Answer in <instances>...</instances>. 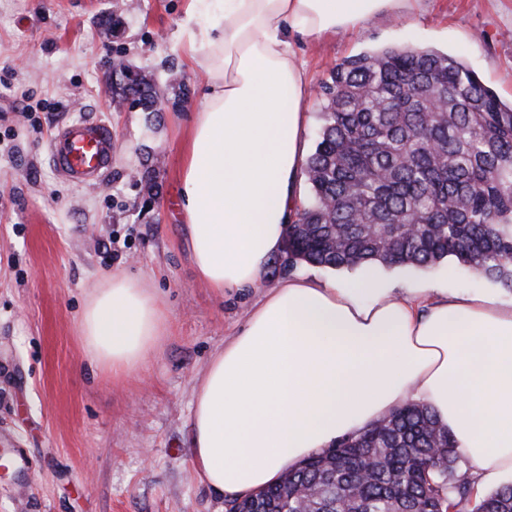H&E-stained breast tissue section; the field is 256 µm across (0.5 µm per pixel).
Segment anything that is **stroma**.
Here are the masks:
<instances>
[{
    "label": "stroma",
    "instance_id": "obj_1",
    "mask_svg": "<svg viewBox=\"0 0 512 512\" xmlns=\"http://www.w3.org/2000/svg\"><path fill=\"white\" fill-rule=\"evenodd\" d=\"M190 0H0V454L25 470L0 475V512H225L189 455L195 387L211 356L244 327L266 291L219 293L199 280L176 208L182 144L205 76L184 52ZM407 44L461 59L512 100V0H419L406 18L297 40L312 88L344 59ZM151 76L161 111L117 103L112 63ZM187 82V102L171 89ZM111 125L108 180L60 179L51 134L77 118ZM111 242L112 256L101 245ZM156 291L171 325L146 369L122 381L93 363L80 314L112 273ZM394 293L512 290L459 264L386 269Z\"/></svg>",
    "mask_w": 512,
    "mask_h": 512
}]
</instances>
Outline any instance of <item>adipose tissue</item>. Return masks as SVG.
<instances>
[{"instance_id":"adipose-tissue-1","label":"adipose tissue","mask_w":512,"mask_h":512,"mask_svg":"<svg viewBox=\"0 0 512 512\" xmlns=\"http://www.w3.org/2000/svg\"><path fill=\"white\" fill-rule=\"evenodd\" d=\"M414 2L193 0L187 54L207 85L190 119L179 209L209 287H256L300 207L310 87L292 37L358 32L384 13L409 16ZM167 328L159 298L123 274L79 320L92 362L116 379L142 369ZM408 399L431 407L478 488L512 476V306L484 293L394 295L373 269L346 284L291 278L200 379L193 470L219 496L241 498Z\"/></svg>"}]
</instances>
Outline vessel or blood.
Instances as JSON below:
<instances>
[{
	"label": "vessel or blood",
	"mask_w": 512,
	"mask_h": 512,
	"mask_svg": "<svg viewBox=\"0 0 512 512\" xmlns=\"http://www.w3.org/2000/svg\"><path fill=\"white\" fill-rule=\"evenodd\" d=\"M115 136L109 124L86 118L59 125L50 142V158L57 174L81 185L102 184L112 172Z\"/></svg>",
	"instance_id": "obj_1"
}]
</instances>
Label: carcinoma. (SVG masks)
Masks as SVG:
<instances>
[{
  "instance_id": "cac0c4a2",
  "label": "carcinoma",
  "mask_w": 512,
  "mask_h": 512,
  "mask_svg": "<svg viewBox=\"0 0 512 512\" xmlns=\"http://www.w3.org/2000/svg\"><path fill=\"white\" fill-rule=\"evenodd\" d=\"M115 75L119 100L160 111L150 79L126 64ZM320 96L286 268L427 269L452 258L511 289L512 104L460 59L414 45L343 60ZM460 455L430 409L409 401L288 481L226 501V512H296L298 487L322 491L317 512H512L511 483L473 500Z\"/></svg>"
}]
</instances>
